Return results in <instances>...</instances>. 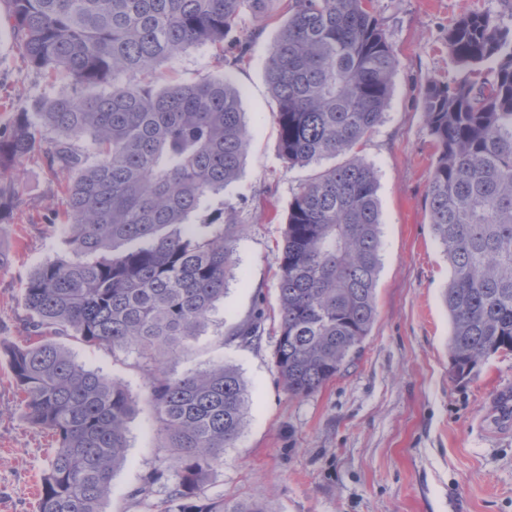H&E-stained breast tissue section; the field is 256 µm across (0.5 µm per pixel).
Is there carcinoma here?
Returning a JSON list of instances; mask_svg holds the SVG:
<instances>
[{
  "mask_svg": "<svg viewBox=\"0 0 512 512\" xmlns=\"http://www.w3.org/2000/svg\"><path fill=\"white\" fill-rule=\"evenodd\" d=\"M371 0H0L28 65L67 91L35 112L10 102L0 126V223L19 193L4 168L43 151L66 174L57 231L72 256L44 263L22 302L29 339L8 348L27 421L57 448L42 479L39 512H100L124 462L133 405L121 383L85 368L58 342L135 350L148 401L177 480L158 512H270L264 502L207 493L209 472L240 435L248 390L224 362L179 377L165 357L189 348L224 299L235 245L233 212L219 224L188 216L239 178L250 131L226 79L171 82L161 63L191 46L237 49L284 20L265 77L276 103L279 151L307 167L346 154L379 125L398 60ZM448 53L470 77L427 82L422 107L437 147L428 205L451 275L442 301L451 325L453 376L512 352V24L488 12L460 17ZM112 86L103 95L88 93ZM56 138L42 147L41 130ZM380 214L373 167L357 156L302 183L289 206L278 275V381L292 397L335 379L376 315ZM256 309L230 340L256 344Z\"/></svg>",
  "mask_w": 512,
  "mask_h": 512,
  "instance_id": "carcinoma-1",
  "label": "carcinoma"
}]
</instances>
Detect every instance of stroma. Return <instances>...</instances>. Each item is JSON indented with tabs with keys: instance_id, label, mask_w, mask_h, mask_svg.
Here are the masks:
<instances>
[{
	"instance_id": "stroma-1",
	"label": "stroma",
	"mask_w": 512,
	"mask_h": 512,
	"mask_svg": "<svg viewBox=\"0 0 512 512\" xmlns=\"http://www.w3.org/2000/svg\"><path fill=\"white\" fill-rule=\"evenodd\" d=\"M399 63L385 117L357 153L372 165L380 204V270L376 317L347 369L318 391L288 395L275 368L277 275L288 207L312 168L280 156L278 127L265 78L277 23L255 28L249 62L235 64L208 46L186 49L160 67L162 82L229 78L239 90L250 140L234 189L213 196L189 217L207 224L233 209L246 224L236 243L227 292L188 351L171 357L183 374L223 361L247 385L250 409L241 433L209 474L208 492L228 500L267 501L271 512H512V353L491 355L465 383L450 373L451 325L441 292L449 266L429 224L427 192L435 146L422 112L428 80L460 81L466 71L448 54L449 27L480 10L512 17V0H373ZM66 84L24 61L9 26L0 22V124L7 105H35ZM7 175L19 184L8 224L0 226V512H38L43 474L56 441L23 416L6 351L25 331L22 289L47 260L69 257L51 224L66 198L61 175L41 154L15 162ZM266 313L262 340L245 347L232 327L255 308ZM75 360L124 383L135 404L128 423L126 461L112 479L101 512H147L135 490L151 472L163 497L173 482L170 460L146 400L137 352L112 353L67 341Z\"/></svg>"
}]
</instances>
